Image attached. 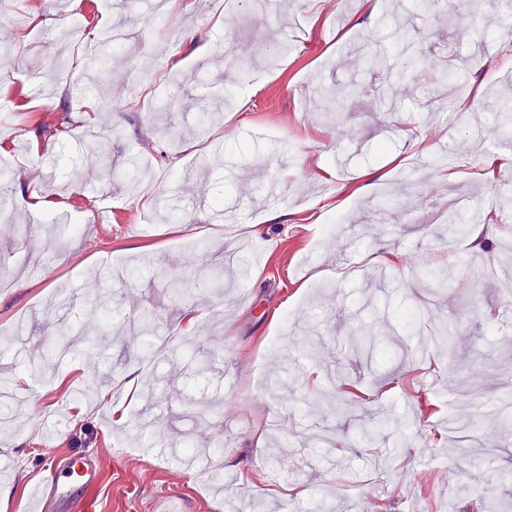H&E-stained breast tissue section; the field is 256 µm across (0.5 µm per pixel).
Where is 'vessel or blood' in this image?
Listing matches in <instances>:
<instances>
[{
    "label": "vessel or blood",
    "instance_id": "1",
    "mask_svg": "<svg viewBox=\"0 0 512 512\" xmlns=\"http://www.w3.org/2000/svg\"><path fill=\"white\" fill-rule=\"evenodd\" d=\"M47 472L57 502L65 504L69 512H92L93 495L101 482L95 455H70L52 463Z\"/></svg>",
    "mask_w": 512,
    "mask_h": 512
}]
</instances>
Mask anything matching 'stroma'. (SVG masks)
I'll return each mask as SVG.
<instances>
[{
	"mask_svg": "<svg viewBox=\"0 0 512 512\" xmlns=\"http://www.w3.org/2000/svg\"><path fill=\"white\" fill-rule=\"evenodd\" d=\"M172 0L183 29L165 37L140 6L115 18L113 0H0V160L37 166L39 184L11 180L0 207V512H20L47 467L98 454L95 512H472L495 488L512 504V325L500 311L511 279L512 229L488 221L512 197V149L496 121L512 102V21L500 0H456L455 25L417 0H373L336 15L322 0ZM36 13L42 26L30 27ZM122 29L124 50L99 48ZM245 50L228 65L224 37ZM368 37L381 66L351 46ZM292 52L268 64L272 48ZM110 58L85 81L90 49ZM68 61L81 90L32 92L30 80ZM346 87L340 112L310 110L321 86ZM106 98L112 110L95 119ZM480 113L474 136L443 107ZM223 118L200 133L203 114ZM57 133H48L46 123ZM106 146L87 155L91 133ZM455 161L442 171L436 158ZM149 168L153 190L132 194L127 169ZM418 190L376 204L410 169ZM469 202L482 221L449 233L445 211ZM96 247L86 251L85 238ZM222 260L223 287L192 276L202 254ZM401 261L384 266L385 256ZM452 267L431 293L410 264ZM189 278L172 293L168 276ZM155 320L153 371L133 331ZM415 310L407 328L401 317ZM97 338L49 357L47 322ZM445 324L455 351L419 339ZM191 336L200 348L180 346ZM370 336V352L350 336ZM287 387L274 389L280 373ZM372 413L376 447L360 438ZM481 425L457 447L458 427ZM433 474L424 483L421 473Z\"/></svg>",
	"mask_w": 512,
	"mask_h": 512,
	"instance_id": "obj_1",
	"label": "stroma"
}]
</instances>
